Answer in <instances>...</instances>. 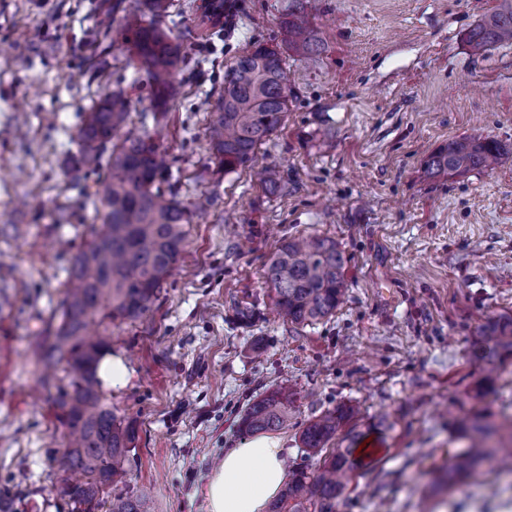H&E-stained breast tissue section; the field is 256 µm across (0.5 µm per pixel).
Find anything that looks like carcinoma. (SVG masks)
<instances>
[{
  "label": "carcinoma",
  "instance_id": "carcinoma-1",
  "mask_svg": "<svg viewBox=\"0 0 512 512\" xmlns=\"http://www.w3.org/2000/svg\"><path fill=\"white\" fill-rule=\"evenodd\" d=\"M304 2L291 0L280 22L285 47L257 44L225 73L207 128L213 173L248 166L258 146L283 126L290 93L285 51L304 57L324 47L322 32L310 21ZM122 34L147 76L153 102L165 104L185 58L182 43L138 10L125 13ZM502 42H512V0H500L467 34L476 52ZM129 108L124 92L114 91L85 113L78 126L77 170L96 175L84 190L93 198L100 228L72 256L63 300L35 351L38 381L56 421L72 437L57 460L58 470L77 489L75 496L62 494L71 512H94L102 506L108 489L121 479L136 439L132 424L118 418L103 398L97 376L111 336L90 338V325L96 322L106 332L116 322L139 319L183 253L192 216L212 203L211 197L200 195L185 205L171 188H163L168 165L149 134L112 143L128 123ZM501 151V144L489 138L450 140L429 156L426 167L433 176L480 171L494 166ZM346 264L333 238L283 241L263 274L276 313L298 326L333 316L345 292ZM480 333L494 348L512 354L511 316L488 322ZM292 401L285 385L266 392L247 409L241 430L252 435L285 426L292 418ZM357 414L356 408L341 405L307 423L300 442L308 455L320 457V465L313 473L293 467L271 512H336L356 468L358 435L350 430L336 447L328 444ZM465 437L467 449L453 456L446 482L477 474L494 457L512 469V419L496 426L476 417ZM147 501L131 491L112 497L109 512H148Z\"/></svg>",
  "mask_w": 512,
  "mask_h": 512
}]
</instances>
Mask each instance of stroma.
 <instances>
[{
    "label": "stroma",
    "mask_w": 512,
    "mask_h": 512,
    "mask_svg": "<svg viewBox=\"0 0 512 512\" xmlns=\"http://www.w3.org/2000/svg\"><path fill=\"white\" fill-rule=\"evenodd\" d=\"M205 2L170 0L164 24L185 62L159 108L120 26L147 0H0V501L70 512L54 490L66 440L30 350L91 238L75 129L120 89L179 199L214 205L149 310L111 329L129 378L102 392L136 428L113 495L145 489L151 512H205L207 475L243 441L247 408L285 384L298 397L278 435L293 465L315 469L301 431L342 404L359 409L361 444L379 448L337 512H512V476L497 467L444 492L432 478L464 451L462 420L512 416V355L479 337L512 316V44L477 55L466 42L497 0H306L326 43L288 59V115L256 157L278 174L273 192L255 168L212 174L204 102L239 55L280 43L290 0H227L203 29ZM463 137L499 141V165L430 176L428 157ZM309 236L340 245L346 293L302 327L276 314L263 271L283 239Z\"/></svg>",
    "instance_id": "stroma-1"
}]
</instances>
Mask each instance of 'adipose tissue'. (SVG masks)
Returning a JSON list of instances; mask_svg holds the SVG:
<instances>
[{
    "instance_id": "ef3b65f1",
    "label": "adipose tissue",
    "mask_w": 512,
    "mask_h": 512,
    "mask_svg": "<svg viewBox=\"0 0 512 512\" xmlns=\"http://www.w3.org/2000/svg\"><path fill=\"white\" fill-rule=\"evenodd\" d=\"M287 453L269 436L225 449L203 489L206 512H268L288 481Z\"/></svg>"
}]
</instances>
